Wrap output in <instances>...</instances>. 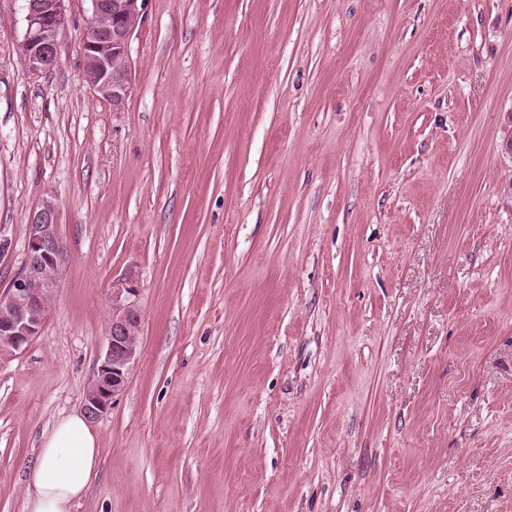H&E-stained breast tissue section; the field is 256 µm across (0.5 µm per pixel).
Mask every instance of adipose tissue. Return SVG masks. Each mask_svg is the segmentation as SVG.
I'll list each match as a JSON object with an SVG mask.
<instances>
[{
  "label": "adipose tissue",
  "mask_w": 512,
  "mask_h": 512,
  "mask_svg": "<svg viewBox=\"0 0 512 512\" xmlns=\"http://www.w3.org/2000/svg\"><path fill=\"white\" fill-rule=\"evenodd\" d=\"M100 455L83 414L60 419L42 441L26 512H72L99 470Z\"/></svg>",
  "instance_id": "ef3b65f1"
}]
</instances>
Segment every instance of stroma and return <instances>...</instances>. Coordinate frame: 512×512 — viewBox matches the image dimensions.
Wrapping results in <instances>:
<instances>
[{
    "label": "stroma",
    "instance_id": "obj_1",
    "mask_svg": "<svg viewBox=\"0 0 512 512\" xmlns=\"http://www.w3.org/2000/svg\"><path fill=\"white\" fill-rule=\"evenodd\" d=\"M0 0V289L68 252L0 364V512L81 411L114 277L139 349L74 512H512V0H149L123 106L70 0ZM26 30L21 44L23 58L33 75L53 70L58 63V40L65 28L67 2L70 0H25ZM66 263L56 204L45 200L26 224L22 265L0 292V363L41 335L51 317Z\"/></svg>",
    "mask_w": 512,
    "mask_h": 512
}]
</instances>
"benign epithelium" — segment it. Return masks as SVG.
I'll return each mask as SVG.
<instances>
[{"label": "benign epithelium", "mask_w": 512, "mask_h": 512, "mask_svg": "<svg viewBox=\"0 0 512 512\" xmlns=\"http://www.w3.org/2000/svg\"><path fill=\"white\" fill-rule=\"evenodd\" d=\"M69 0H25L26 30L22 44L26 68L34 75L58 63V40L65 28ZM90 31L81 44L85 76L101 98L122 104L130 91L128 74L112 70V56L128 58L132 37L143 20L148 0H90ZM67 263L60 238L56 204L43 202L26 224L25 253L20 269L0 292V362L16 356L41 332L52 313V301ZM137 279L128 271L112 280V320L106 350L83 400L85 417L95 422L111 409L124 389L138 345L131 331L140 316L131 298Z\"/></svg>", "instance_id": "1"}]
</instances>
